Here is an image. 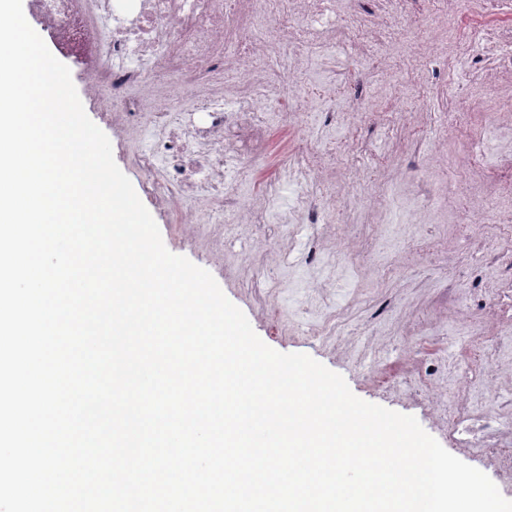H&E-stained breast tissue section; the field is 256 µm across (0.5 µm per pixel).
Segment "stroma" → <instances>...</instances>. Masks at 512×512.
<instances>
[{
	"instance_id": "obj_1",
	"label": "stroma",
	"mask_w": 512,
	"mask_h": 512,
	"mask_svg": "<svg viewBox=\"0 0 512 512\" xmlns=\"http://www.w3.org/2000/svg\"><path fill=\"white\" fill-rule=\"evenodd\" d=\"M396 19V29L382 31L367 43L366 57L378 59L397 29L408 27L436 35L454 32L460 46H443L427 61L426 84L420 89L405 78L396 84L372 74L347 80L343 48L314 58L315 78L334 87V99H314L297 115L294 129L272 123L264 171L228 173L238 194L252 199L282 157L312 141L337 174L360 172V201L340 196L327 223L313 229L300 225L292 251L277 256L272 250L280 229L273 223L237 224L225 229L223 236L207 237L192 224L176 234L163 216L155 221L166 248L209 271L268 346L307 354L342 375L360 399L415 416L452 453V423L446 411L430 408L426 390L453 377L462 330L431 321L430 305L440 288L461 289L465 322L487 325L489 291L500 287L503 278L502 268L491 257L505 245L500 228L512 227V131H490L481 112L459 116L456 103L462 97L487 95L486 74L492 65L488 47L512 31V0H463L458 14L444 18L435 14L432 0H411L398 9ZM398 103L426 116L418 137H411L393 118ZM109 139L117 166L133 186H140L142 176L132 156L154 148L151 134L140 128L125 137L110 134ZM435 141L441 145L437 155L429 150ZM471 148L479 154L478 165L450 171L449 158ZM387 188L397 198L393 218L413 254L410 263L394 256L372 223L373 206ZM491 193L500 204L489 235L478 244L471 237L469 216ZM313 232L330 245L348 241L379 254L388 274L377 278L349 265L327 271L326 257L309 252ZM332 303L346 310L340 329L345 340L356 343L355 351L337 350L335 337L315 331ZM400 315L423 320L422 338L439 344L438 353L421 362L415 373L404 365L407 348L395 324ZM371 336L377 339L376 347L363 349V341Z\"/></svg>"
}]
</instances>
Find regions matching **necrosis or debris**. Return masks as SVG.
<instances>
[{"mask_svg":"<svg viewBox=\"0 0 512 512\" xmlns=\"http://www.w3.org/2000/svg\"><path fill=\"white\" fill-rule=\"evenodd\" d=\"M327 0H31L61 51L85 72L86 100L106 102L112 129L127 134L147 125L158 152L139 154L142 192L169 223L205 224L194 209L206 197L234 224H264L277 204L276 189L245 203L230 189V165L264 161L268 112L291 119V107L327 86L307 77L308 55L335 47L344 36L328 19ZM289 44L298 52L287 70L267 60ZM499 76L509 89L490 87L488 98L460 99L459 115L488 113L492 121L512 118V62ZM297 186L288 224H320L336 201L321 153L314 143L290 151L278 168ZM487 373L492 389L512 390V364L500 359V339L476 336L457 358L452 386L429 391L432 406H452L457 446L478 450L481 462L512 480V400L494 411L477 410L473 376Z\"/></svg>","mask_w":512,"mask_h":512,"instance_id":"1","label":"necrosis or debris"}]
</instances>
